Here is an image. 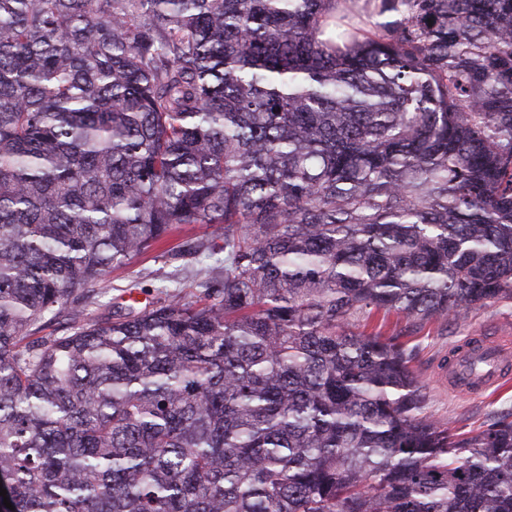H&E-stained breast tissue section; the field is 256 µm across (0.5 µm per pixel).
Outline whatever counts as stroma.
I'll use <instances>...</instances> for the list:
<instances>
[{
    "instance_id": "stroma-1",
    "label": "stroma",
    "mask_w": 512,
    "mask_h": 512,
    "mask_svg": "<svg viewBox=\"0 0 512 512\" xmlns=\"http://www.w3.org/2000/svg\"><path fill=\"white\" fill-rule=\"evenodd\" d=\"M210 263L207 257L185 264L167 263L154 251L139 256L112 270L105 287L88 304L87 313L104 320L118 306L131 304L139 311L151 308L165 288L194 284ZM482 332L512 337V302L472 309L461 324L429 325L408 339L416 350L413 366L426 386L429 414L459 433L479 428L495 411L512 408V382L466 396L448 386L454 355Z\"/></svg>"
}]
</instances>
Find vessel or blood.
Returning <instances> with one entry per match:
<instances>
[{
  "instance_id": "1",
  "label": "vessel or blood",
  "mask_w": 512,
  "mask_h": 512,
  "mask_svg": "<svg viewBox=\"0 0 512 512\" xmlns=\"http://www.w3.org/2000/svg\"><path fill=\"white\" fill-rule=\"evenodd\" d=\"M512 375V351L502 341L485 336L459 352L450 372L451 387L471 394L498 385Z\"/></svg>"
}]
</instances>
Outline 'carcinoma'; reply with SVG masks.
I'll list each match as a JSON object with an SVG mask.
<instances>
[{
    "instance_id": "obj_1",
    "label": "carcinoma",
    "mask_w": 512,
    "mask_h": 512,
    "mask_svg": "<svg viewBox=\"0 0 512 512\" xmlns=\"http://www.w3.org/2000/svg\"><path fill=\"white\" fill-rule=\"evenodd\" d=\"M180 224L195 293L84 318ZM503 301L512 0H0L7 512H512L403 341ZM201 237H209L219 246H224V228L202 227L198 224H185L180 226L169 239L167 246H177L186 242H191Z\"/></svg>"
}]
</instances>
